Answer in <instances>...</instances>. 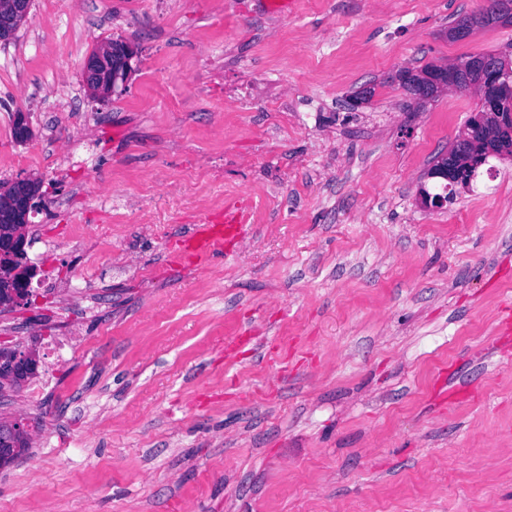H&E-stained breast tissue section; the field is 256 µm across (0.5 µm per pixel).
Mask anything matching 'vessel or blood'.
Segmentation results:
<instances>
[{
	"instance_id": "1",
	"label": "vessel or blood",
	"mask_w": 512,
	"mask_h": 512,
	"mask_svg": "<svg viewBox=\"0 0 512 512\" xmlns=\"http://www.w3.org/2000/svg\"><path fill=\"white\" fill-rule=\"evenodd\" d=\"M250 233L246 203L236 201L226 204L223 214L192 226L181 240L177 261L196 265L210 260L217 253H232ZM274 346V339L266 336H229L224 340V359L228 362L236 360L246 347L270 350ZM472 387L471 380L460 369H453L439 378L433 404L443 406Z\"/></svg>"
}]
</instances>
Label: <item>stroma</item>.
Returning <instances> with one entry per match:
<instances>
[{"label":"stroma","instance_id":"1","mask_svg":"<svg viewBox=\"0 0 512 512\" xmlns=\"http://www.w3.org/2000/svg\"><path fill=\"white\" fill-rule=\"evenodd\" d=\"M484 3L32 0L0 43V182L40 181L27 255L60 286L0 306V349L53 376L36 395L0 383V422L28 443L0 466V512H512V350H492L512 306V156L424 207L480 95L419 103L397 80L512 56V25L449 40ZM112 40L137 54L104 102L82 66ZM235 199L252 238L172 265ZM251 326L286 364L225 362V337ZM459 362L474 392L432 409Z\"/></svg>","mask_w":512,"mask_h":512}]
</instances>
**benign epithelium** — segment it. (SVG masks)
I'll list each match as a JSON object with an SVG mask.
<instances>
[{
	"mask_svg": "<svg viewBox=\"0 0 512 512\" xmlns=\"http://www.w3.org/2000/svg\"><path fill=\"white\" fill-rule=\"evenodd\" d=\"M31 0H0V41L9 39L27 17ZM135 56L134 48L128 44L108 43L94 50L86 59L83 77L88 90L94 97L106 100L112 96L116 87L128 79L130 61ZM469 70L478 75L475 85L483 89L494 85L502 88L504 98H495L486 103L485 111L471 113V127L474 134L484 137L489 135V119L497 121L498 127L503 121L504 107L512 105V62L499 54L473 56L466 65L438 66L430 73L407 71L403 78L414 88L415 97L429 100L438 93L464 86L459 71ZM445 162L439 176L453 183H463L467 171L459 168L451 155H443ZM12 195L8 206L0 208V222H28L31 211L38 207L37 194L31 192L26 179L12 182ZM0 273L9 283L7 301L20 302L27 292L28 281L36 274V265L27 261L25 240L20 232L11 233L0 239ZM37 366L36 359L30 354L17 352L0 353V380H14Z\"/></svg>",
	"mask_w": 512,
	"mask_h": 512,
	"instance_id": "7a95c632",
	"label": "benign epithelium"
}]
</instances>
